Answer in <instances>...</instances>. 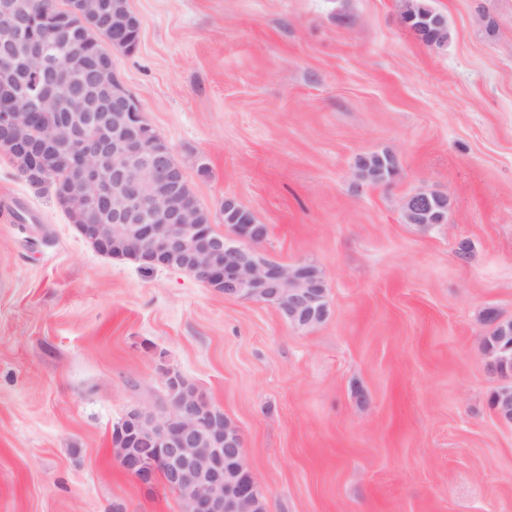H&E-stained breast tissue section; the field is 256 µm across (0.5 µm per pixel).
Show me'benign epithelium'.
<instances>
[{"label":"benign epithelium","mask_w":512,"mask_h":512,"mask_svg":"<svg viewBox=\"0 0 512 512\" xmlns=\"http://www.w3.org/2000/svg\"><path fill=\"white\" fill-rule=\"evenodd\" d=\"M403 23L430 46H442L444 19L415 22L413 0H400ZM116 28L141 29L131 9L117 12ZM17 15L0 10V38L12 39ZM94 74L95 82L112 99L110 130L89 141L82 127L91 119L89 98L82 92L64 94L60 87L42 85L35 96L9 90L0 98V152L32 162L19 171L38 192L52 191L75 223L79 234L96 250L113 259L183 271L207 287L232 297L275 307L288 322L308 329L328 315V285L323 271L307 262L283 265L258 256L253 245L267 234L251 220L236 198L224 197L221 210L227 234L217 237L203 223L199 202L187 189L184 170L174 165L168 142L145 119L139 99L113 66V56ZM44 112H61L64 127L43 125ZM37 130L31 140L20 134ZM50 160L71 171L63 182L37 172ZM405 221L423 230L444 223L448 197L413 193L401 202ZM489 371L504 380L492 394L493 409L502 423L512 424V370L508 359L487 353ZM167 390L160 415L129 410L118 431L128 446L113 443V454L127 471L149 487L156 475L176 491H185L182 512H253L265 491L252 472L237 426L218 409L206 412L197 388L177 370L159 367Z\"/></svg>","instance_id":"benign-epithelium-1"}]
</instances>
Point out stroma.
<instances>
[{"label":"stroma","mask_w":512,"mask_h":512,"mask_svg":"<svg viewBox=\"0 0 512 512\" xmlns=\"http://www.w3.org/2000/svg\"><path fill=\"white\" fill-rule=\"evenodd\" d=\"M428 2L438 51L396 0H128L117 73L214 231L235 197L259 256L324 272L310 329L99 254L0 152V192L41 217L0 207V512H181L111 451L128 409L160 410L162 363L240 429L267 512H512L482 351L484 312L512 316V0ZM375 151L397 173L360 183ZM418 191L447 194V223L405 222ZM414 0H400L401 9L400 16L403 23L409 27L420 39L424 42H429L430 46L440 48L442 46L441 30L445 28L444 19L437 16L433 19L432 23H415L416 16L411 11V4ZM426 0H416L417 19L419 13H422L428 6Z\"/></svg>","instance_id":"35a3bbf8"}]
</instances>
